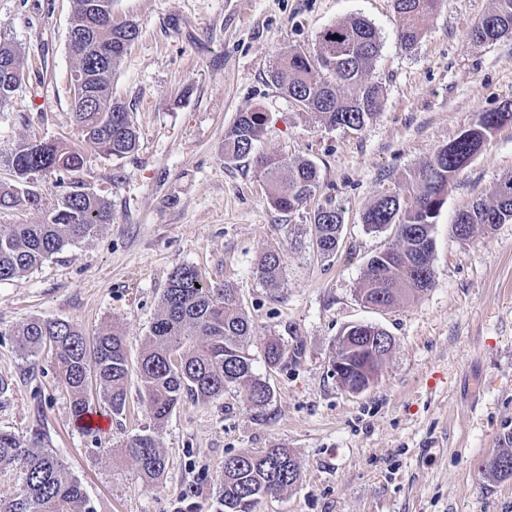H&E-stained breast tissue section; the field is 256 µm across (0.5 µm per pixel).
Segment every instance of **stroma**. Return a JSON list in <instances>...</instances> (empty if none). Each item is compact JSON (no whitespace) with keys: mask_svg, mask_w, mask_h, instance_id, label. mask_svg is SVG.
<instances>
[{"mask_svg":"<svg viewBox=\"0 0 512 512\" xmlns=\"http://www.w3.org/2000/svg\"><path fill=\"white\" fill-rule=\"evenodd\" d=\"M494 6L439 0L407 50L393 0H113L114 20L139 28L112 78L137 147L119 160L87 152L72 175L111 206L110 224L0 282V430L37 439L63 461L94 512H215L225 458L273 446L291 452L300 476L258 512H512V477L484 470L512 448V221L466 240L452 229L512 173L511 125L448 187L433 232L432 288L386 308L359 298L369 258L396 242L393 229L367 230L363 213L480 114L512 101V37H469ZM72 9V0H0V40L17 45L24 62L18 91L0 108V160L31 137H76ZM354 17L378 30L368 79L384 95L358 130L299 111L269 78L281 51L313 49L325 27ZM251 111L269 116L256 153L318 168L314 196L294 213L268 204L253 163L224 158L225 129ZM329 205L344 226L338 253L323 259L310 244L311 218ZM271 249L284 265L275 286L253 272ZM182 265L237 288L252 324L245 345L272 396L261 408L235 389L211 403L183 400L155 429L165 475L146 483L120 451L129 434L152 427L137 382L126 413L87 434L73 423L50 352L22 358L9 331L33 317L71 322L90 337L113 325L137 363ZM355 324L393 341L378 381L359 394L332 374L336 340ZM272 339L286 354L270 368L263 351Z\"/></svg>","mask_w":512,"mask_h":512,"instance_id":"obj_1","label":"stroma"}]
</instances>
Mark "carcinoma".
<instances>
[{"label": "carcinoma", "mask_w": 512, "mask_h": 512, "mask_svg": "<svg viewBox=\"0 0 512 512\" xmlns=\"http://www.w3.org/2000/svg\"><path fill=\"white\" fill-rule=\"evenodd\" d=\"M112 8V0H73L71 29L87 34L86 52L74 54L75 69L90 77L95 95L79 100L71 89V112L79 134L78 143L66 140L30 139L20 142L6 163L13 182H0V211H43L38 224H0V281L24 276L66 245L79 241L95 229L112 223L110 206L77 181L56 201L49 203L31 189L40 175H68L79 171L84 153L94 150L122 159L132 153L138 137L126 103L112 97V75L138 38V26L130 21L92 31L88 27L94 6ZM437 0H394L401 19L398 40L406 48L421 36L419 19L433 11ZM512 35V0H496L495 8L471 29L476 43H493ZM379 52L376 27L353 19L325 28L311 51L288 48L280 54L270 73V82L302 112H315L333 126L361 129L380 109L381 86L367 80ZM22 79L20 51L8 41L0 42V107L14 97ZM354 88L346 96L343 89ZM268 115L241 112L224 131V158L250 159L266 187L269 204L280 212L304 207L318 182V170L308 160L283 172L279 160L254 153ZM512 124V102L479 115L474 125L440 147L424 166L394 192L379 196L363 214L367 228H394L397 244L371 257L364 272L361 300L386 307L404 298H415L433 284V230L448 194V186L506 124ZM512 220V174L502 177L488 199L458 213L453 230L460 226L473 234L478 225L492 228ZM343 218L334 207L313 213L312 247L323 258L339 249ZM278 250L258 256L254 272L275 286L282 276ZM252 325L240 311L236 289L227 283L202 279L191 266L174 270L159 301V312L137 363L140 393L147 400L154 423L164 424L184 398L202 403L217 400L229 388L244 391L254 407L268 404L271 389L254 372L243 342ZM387 332L369 325L353 332L350 346L336 344V357L347 358L351 376L372 362L382 370L391 345L373 350L372 337ZM19 355L36 357L52 352L57 376L70 395L75 423L95 407L97 389L104 409L121 414L127 405L131 368L123 336L103 329L90 338L74 324L63 320L32 318L11 330ZM124 452L138 467L141 479L152 482L166 470V454L152 432L142 430L126 439ZM16 474L23 490L0 491V512H94L79 482L67 476L56 456L24 439L0 430V473ZM299 464L286 448H265L224 461L216 512H252L258 500L293 485Z\"/></svg>", "instance_id": "1"}]
</instances>
